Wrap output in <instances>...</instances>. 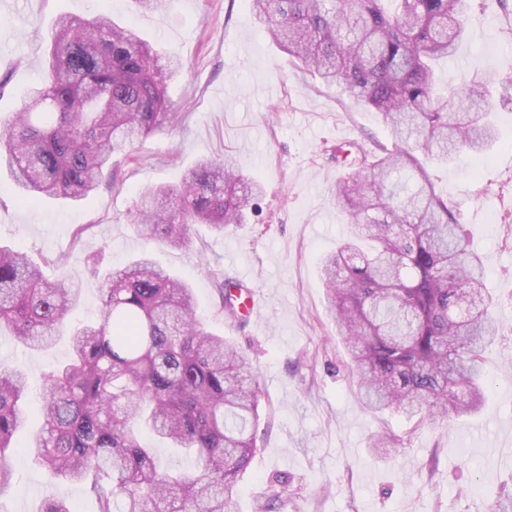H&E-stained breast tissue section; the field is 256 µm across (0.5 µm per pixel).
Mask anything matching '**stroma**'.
<instances>
[{"label": "stroma", "mask_w": 512, "mask_h": 512, "mask_svg": "<svg viewBox=\"0 0 512 512\" xmlns=\"http://www.w3.org/2000/svg\"><path fill=\"white\" fill-rule=\"evenodd\" d=\"M101 0H0V122L21 107L46 64L55 19L88 18ZM128 23L182 72L168 82L176 112L164 127L114 159L115 181L78 202L19 200L0 165V244L80 269L87 257L118 267L144 250L128 215L143 191L179 184L198 160L223 157L259 178L264 194L246 221L215 234L195 229L185 248L153 247L155 260L192 286L211 329L236 341L262 390L258 450L229 512H496L512 499V107L490 99L497 140L489 152L463 150L452 162L425 161L437 191L466 224L481 258L499 332L483 353L480 411L438 425L363 407L337 334L319 271L321 257L347 232L332 189L343 171L332 155L357 142L392 148L373 110L355 106L342 85H327L292 65L252 14L251 0H175L140 12L112 0ZM446 83L465 89L471 74L512 75V2L472 0L469 33L455 57L441 61ZM246 275L264 308L257 322H231L220 276ZM70 353L67 337L30 351L0 335V364L23 368L32 390ZM392 433L390 455L373 448ZM12 485L0 512H37L51 496L76 512H96L80 484H64L32 458L15 454Z\"/></svg>", "instance_id": "35a3bbf8"}]
</instances>
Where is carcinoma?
Segmentation results:
<instances>
[{"label":"carcinoma","instance_id":"carcinoma-1","mask_svg":"<svg viewBox=\"0 0 512 512\" xmlns=\"http://www.w3.org/2000/svg\"><path fill=\"white\" fill-rule=\"evenodd\" d=\"M251 2L294 62L343 84L396 138L380 155L356 143L333 155L348 169L334 192L348 232L321 273L358 400L438 423L478 409L497 321L469 232L415 155L484 152L496 127L480 101L512 105V79L495 90L481 79L462 94L439 89L436 64L463 39L471 0ZM179 69L106 12L60 16L41 83L0 129V154L28 202L95 192L114 153L173 123L166 82ZM261 193L258 179L203 160L180 184L142 192L130 225L148 244L188 247L194 225L221 235ZM59 265L50 282L27 253L0 245V330L31 350L66 330L71 339L69 361L44 380L43 424L25 451L60 482L86 486L98 512H227L257 451L261 394L246 357L197 314L193 289L146 254L104 278L100 320L71 327L82 280ZM234 287L223 281L222 306L237 321ZM25 396L22 370L0 367V492L15 478ZM142 430L194 452V466L162 467ZM40 512L75 510L51 497Z\"/></svg>","mask_w":512,"mask_h":512}]
</instances>
